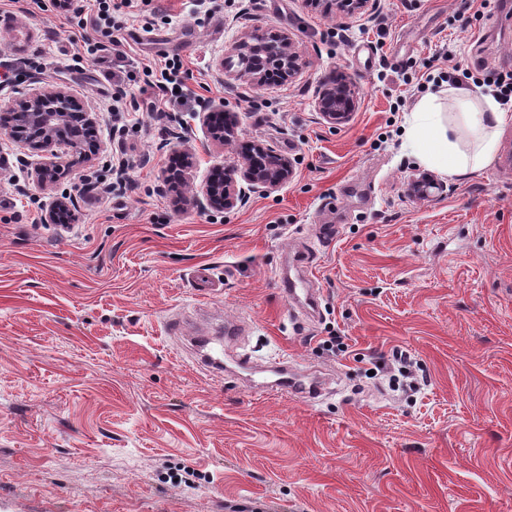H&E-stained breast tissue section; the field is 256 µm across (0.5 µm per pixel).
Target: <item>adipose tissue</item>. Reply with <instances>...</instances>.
Returning a JSON list of instances; mask_svg holds the SVG:
<instances>
[{"mask_svg": "<svg viewBox=\"0 0 512 512\" xmlns=\"http://www.w3.org/2000/svg\"><path fill=\"white\" fill-rule=\"evenodd\" d=\"M451 95L460 112L456 122L443 123L437 107L432 102H424L419 112L415 136L424 143V159L450 173H464L486 164L496 151V129L506 119L500 112L493 97L483 101H473L467 92L452 90ZM467 132L476 145L475 153L459 151L455 140L460 132Z\"/></svg>", "mask_w": 512, "mask_h": 512, "instance_id": "ef3b65f1", "label": "adipose tissue"}]
</instances>
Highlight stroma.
Returning <instances> with one entry per match:
<instances>
[{
	"instance_id": "35a3bbf8",
	"label": "stroma",
	"mask_w": 512,
	"mask_h": 512,
	"mask_svg": "<svg viewBox=\"0 0 512 512\" xmlns=\"http://www.w3.org/2000/svg\"><path fill=\"white\" fill-rule=\"evenodd\" d=\"M136 0L114 15L133 74L123 135L100 110L105 80L77 61L53 7L0 21V60L27 57L25 82L0 93V115L38 87L60 86L98 115V153L50 188L45 157L0 128V512H512V120L483 168L450 174L413 155L407 133L429 99L451 116L449 77L471 96L512 73V0H374L346 14L307 0ZM152 31H144L145 22ZM288 33L298 75L255 86L226 61L251 34ZM181 57L191 91L156 120L145 68ZM358 92L348 121L315 109L328 76ZM236 113V138L212 140L204 107ZM263 143L294 174L233 209L174 206L172 156L193 157L179 187L200 193L212 170ZM128 159L126 195L93 185ZM445 192L424 199L411 180ZM76 222H35L56 198ZM337 240L319 239L322 226ZM314 290L291 304L281 279ZM183 314L185 337L167 321ZM243 327L225 366L247 355L321 378L310 405L266 395L197 364L194 336ZM346 337L349 350L321 347ZM405 350L426 380L370 375ZM194 470L173 485L172 473Z\"/></svg>"
}]
</instances>
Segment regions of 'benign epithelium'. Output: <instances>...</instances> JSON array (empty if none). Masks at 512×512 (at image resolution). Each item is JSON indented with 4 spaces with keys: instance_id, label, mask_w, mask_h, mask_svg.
Instances as JSON below:
<instances>
[{
    "instance_id": "1",
    "label": "benign epithelium",
    "mask_w": 512,
    "mask_h": 512,
    "mask_svg": "<svg viewBox=\"0 0 512 512\" xmlns=\"http://www.w3.org/2000/svg\"><path fill=\"white\" fill-rule=\"evenodd\" d=\"M276 69L279 79L291 80L301 68V59L295 50L292 38L281 33L276 36L256 35L243 43L237 53L236 76L253 85L266 83L269 70ZM70 107V96L61 88H36L16 100L11 107L13 126L8 134L30 152L53 158V161L35 170V180L43 188L50 187L57 180L60 164L58 148L68 147L66 165L76 166L87 163L98 150L99 143L86 138L77 139L66 133L65 127ZM357 107L355 84L344 77L324 80L315 96V109L330 124H337L350 118ZM202 121L211 131L214 140L222 143L235 134L237 117L231 112L208 111L202 113ZM224 180L204 186L203 197L178 198L177 204H207L214 210H228L242 199L244 182L253 190H274L287 183L293 176L292 162L272 148L257 143L254 151L242 158L241 163L224 166ZM442 182L427 177L411 184V191L423 198H432L442 191ZM64 211L74 213L71 202L55 200L45 211L43 223H60Z\"/></svg>"
}]
</instances>
